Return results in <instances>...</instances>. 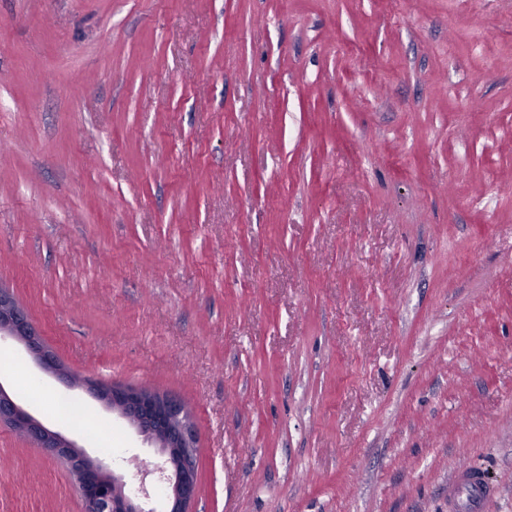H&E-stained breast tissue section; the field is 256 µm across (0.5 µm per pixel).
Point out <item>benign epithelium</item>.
<instances>
[{
    "instance_id": "1",
    "label": "benign epithelium",
    "mask_w": 512,
    "mask_h": 512,
    "mask_svg": "<svg viewBox=\"0 0 512 512\" xmlns=\"http://www.w3.org/2000/svg\"><path fill=\"white\" fill-rule=\"evenodd\" d=\"M21 344L45 372L60 379L65 374L45 348L41 334L11 295L0 289V341ZM85 389L105 408L119 414L145 443L158 445L162 462L157 471L169 483L167 512H189L197 490L196 429L185 406L172 398L146 390L86 381ZM10 423L53 455L63 458L77 479L86 512H148L136 496L124 493L126 481H139V472L109 471L84 449L45 426L0 384V422Z\"/></svg>"
}]
</instances>
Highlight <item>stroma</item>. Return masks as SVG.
Returning <instances> with one entry per match:
<instances>
[{"instance_id":"stroma-1","label":"stroma","mask_w":512,"mask_h":512,"mask_svg":"<svg viewBox=\"0 0 512 512\" xmlns=\"http://www.w3.org/2000/svg\"><path fill=\"white\" fill-rule=\"evenodd\" d=\"M0 287L91 457L84 380L184 404L189 512H512V0H0ZM0 512H86L4 422ZM2 340L21 344L43 371L65 379L54 355L43 345L39 330L4 289H0V347ZM496 496V487L475 466L457 468L448 477V512H482L485 504Z\"/></svg>"}]
</instances>
